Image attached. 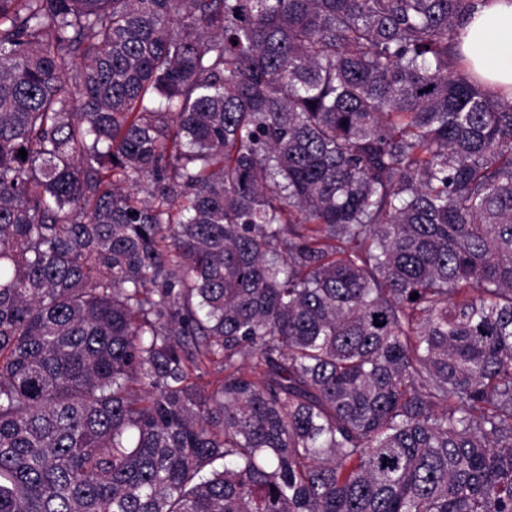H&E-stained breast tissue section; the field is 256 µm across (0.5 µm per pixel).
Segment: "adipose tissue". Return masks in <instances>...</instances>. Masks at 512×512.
<instances>
[{"label":"adipose tissue","mask_w":512,"mask_h":512,"mask_svg":"<svg viewBox=\"0 0 512 512\" xmlns=\"http://www.w3.org/2000/svg\"><path fill=\"white\" fill-rule=\"evenodd\" d=\"M459 51L485 86L512 93V0H487L465 22Z\"/></svg>","instance_id":"obj_1"}]
</instances>
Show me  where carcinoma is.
Masks as SVG:
<instances>
[{
  "mask_svg": "<svg viewBox=\"0 0 512 512\" xmlns=\"http://www.w3.org/2000/svg\"><path fill=\"white\" fill-rule=\"evenodd\" d=\"M476 2L0 0V512H512Z\"/></svg>",
  "mask_w": 512,
  "mask_h": 512,
  "instance_id": "obj_1",
  "label": "carcinoma"
}]
</instances>
